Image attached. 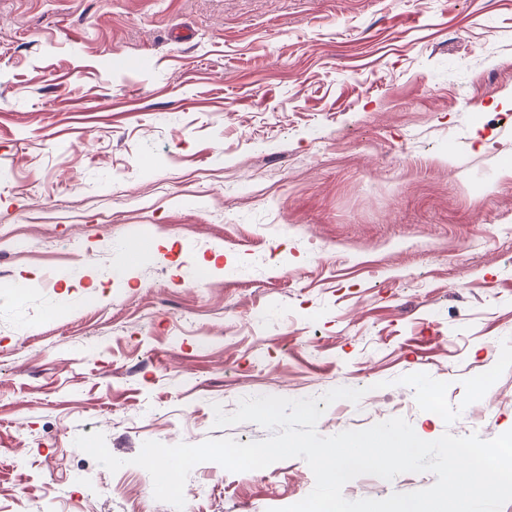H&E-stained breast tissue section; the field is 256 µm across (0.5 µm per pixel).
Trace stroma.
Masks as SVG:
<instances>
[{
  "label": "stroma",
  "instance_id": "1",
  "mask_svg": "<svg viewBox=\"0 0 512 512\" xmlns=\"http://www.w3.org/2000/svg\"><path fill=\"white\" fill-rule=\"evenodd\" d=\"M509 158L512 0H0V512H169L143 442L264 440L214 425L246 397L363 390L322 436L512 430V369L462 403L512 339ZM95 431L117 472L75 446ZM314 484L207 461L184 512Z\"/></svg>",
  "mask_w": 512,
  "mask_h": 512
}]
</instances>
